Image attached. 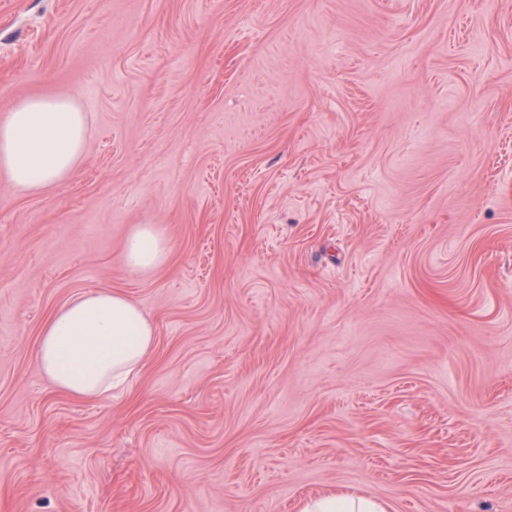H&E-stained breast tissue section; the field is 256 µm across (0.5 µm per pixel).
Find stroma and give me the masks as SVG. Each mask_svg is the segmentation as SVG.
Listing matches in <instances>:
<instances>
[{
	"label": "stroma",
	"mask_w": 512,
	"mask_h": 512,
	"mask_svg": "<svg viewBox=\"0 0 512 512\" xmlns=\"http://www.w3.org/2000/svg\"><path fill=\"white\" fill-rule=\"evenodd\" d=\"M33 95L90 136L0 174V512H512V0H0ZM102 288L154 349L76 399L35 352ZM168 256V242L161 228L141 224L129 234L123 262L129 269L147 272L163 265ZM299 512H386V509L369 497L330 492L306 500Z\"/></svg>",
	"instance_id": "35a3bbf8"
}]
</instances>
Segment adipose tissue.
<instances>
[{
  "label": "adipose tissue",
  "mask_w": 512,
  "mask_h": 512,
  "mask_svg": "<svg viewBox=\"0 0 512 512\" xmlns=\"http://www.w3.org/2000/svg\"><path fill=\"white\" fill-rule=\"evenodd\" d=\"M88 118L68 96H31L0 117V171L22 193H40L68 179L82 161ZM168 242L161 228L141 224L129 234L123 262L147 272L163 265ZM154 331L133 300L112 289L75 297L55 310L36 353L53 387L77 398L111 392L142 368ZM299 512H386L369 497L330 492Z\"/></svg>",
  "instance_id": "ef3b65f1"
}]
</instances>
